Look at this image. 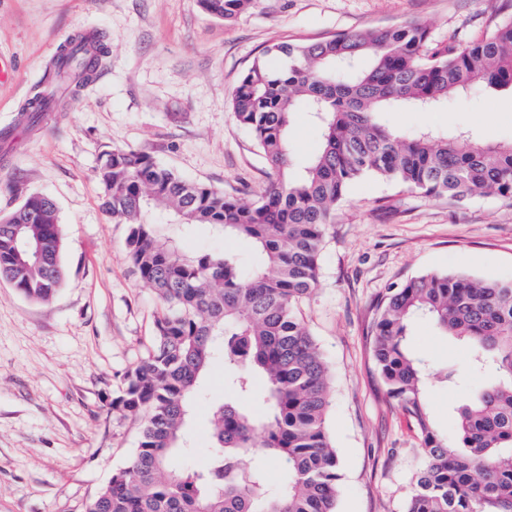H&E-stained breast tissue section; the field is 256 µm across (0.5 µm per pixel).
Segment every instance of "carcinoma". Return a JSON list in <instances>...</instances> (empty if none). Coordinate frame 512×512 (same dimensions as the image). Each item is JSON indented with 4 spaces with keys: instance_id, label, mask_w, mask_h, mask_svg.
Listing matches in <instances>:
<instances>
[{
    "instance_id": "cac0c4a2",
    "label": "carcinoma",
    "mask_w": 512,
    "mask_h": 512,
    "mask_svg": "<svg viewBox=\"0 0 512 512\" xmlns=\"http://www.w3.org/2000/svg\"><path fill=\"white\" fill-rule=\"evenodd\" d=\"M200 2L232 20L253 0ZM106 59L100 38H72L47 72L48 85L22 111L47 110L58 87L87 86ZM475 89L512 91V18L462 50L431 44L418 23L266 47L229 102L270 176L255 201L188 182L140 150L104 154V206L129 226L130 264L162 307L147 354L125 374L113 402L142 421L138 446L86 512H336L340 464L326 427L333 389L298 306L318 286L336 210L364 177L426 196L512 202V141L490 145L429 127L406 137L382 122L385 112H431ZM298 112L309 113L323 136L303 163L288 137ZM19 224L40 258L23 254ZM182 224H209L248 241L250 264L226 251L183 250L170 233ZM62 248L51 198L32 194L0 216V280L26 299L44 303L58 292ZM420 318L468 349L466 369L443 368L442 382L456 387L493 375L457 408L452 439L436 427L424 398L431 366L406 345ZM370 336L386 393L424 447L404 512H512V280L456 272L413 277L381 301ZM219 351L225 394L211 410L215 452L205 470L187 469L180 460L188 453L191 402ZM247 456L281 464L282 487L270 491L266 471L247 466Z\"/></svg>"
}]
</instances>
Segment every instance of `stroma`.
<instances>
[{
  "label": "stroma",
  "mask_w": 512,
  "mask_h": 512,
  "mask_svg": "<svg viewBox=\"0 0 512 512\" xmlns=\"http://www.w3.org/2000/svg\"><path fill=\"white\" fill-rule=\"evenodd\" d=\"M511 16L512 0H255L232 21L211 16L199 0H0V55L15 65L13 81L0 86V212L32 193L53 198L68 271L43 304L0 282V512H84L137 447L140 421L112 403L151 344L160 301L128 260L127 225L102 208L104 150L142 149L190 180L252 201L269 177L228 102L267 45L418 21L432 44L461 49ZM87 31L109 48L94 83L17 127L63 42ZM383 119L400 131L430 126L507 142L512 93H469L433 112ZM178 240L190 252L251 257L246 243L205 224L181 226ZM321 265L301 315L333 385L327 427L340 461L336 510L404 512L424 452L373 362L377 303L429 272L512 279V203L493 196L456 202L366 177L338 210ZM408 346L438 370L468 361L464 344L427 321L413 326ZM486 381L430 382L426 400L442 432H453L456 407ZM223 399L217 358L185 432L194 470L210 462L209 413Z\"/></svg>",
  "instance_id": "stroma-1"
}]
</instances>
